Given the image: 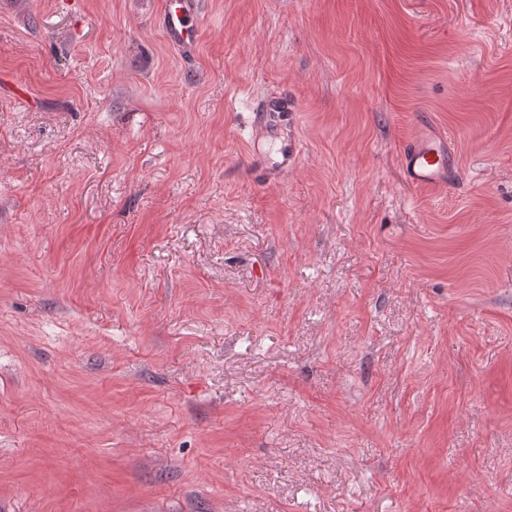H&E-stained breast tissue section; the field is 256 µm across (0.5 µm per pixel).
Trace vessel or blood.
I'll use <instances>...</instances> for the list:
<instances>
[{
    "mask_svg": "<svg viewBox=\"0 0 512 512\" xmlns=\"http://www.w3.org/2000/svg\"><path fill=\"white\" fill-rule=\"evenodd\" d=\"M202 5L200 0H166L160 24L166 40L184 57L195 54L200 37ZM287 99L270 97L263 101L260 111L270 126H278L281 117L291 112ZM448 139L437 129L422 128L415 140L402 154L407 180L421 188L450 186L454 169L448 158Z\"/></svg>",
    "mask_w": 512,
    "mask_h": 512,
    "instance_id": "1",
    "label": "vessel or blood"
}]
</instances>
